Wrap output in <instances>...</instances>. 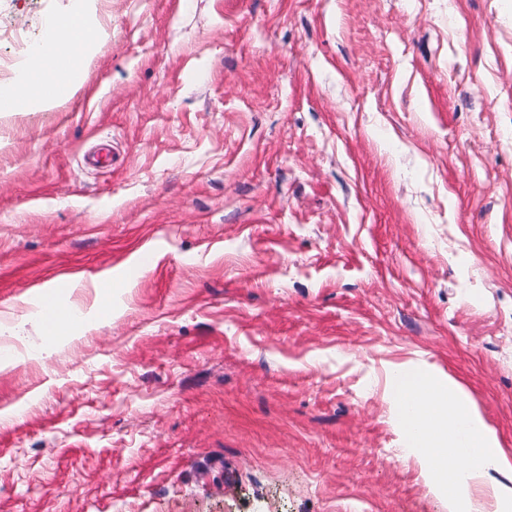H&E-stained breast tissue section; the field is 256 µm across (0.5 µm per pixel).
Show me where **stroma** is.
Wrapping results in <instances>:
<instances>
[{
  "instance_id": "stroma-1",
  "label": "stroma",
  "mask_w": 512,
  "mask_h": 512,
  "mask_svg": "<svg viewBox=\"0 0 512 512\" xmlns=\"http://www.w3.org/2000/svg\"><path fill=\"white\" fill-rule=\"evenodd\" d=\"M76 10L77 94L0 77V512H448L386 388L453 375L512 449V0L0 27Z\"/></svg>"
}]
</instances>
